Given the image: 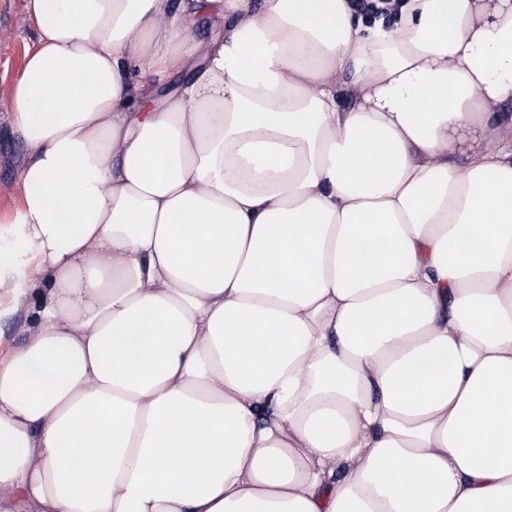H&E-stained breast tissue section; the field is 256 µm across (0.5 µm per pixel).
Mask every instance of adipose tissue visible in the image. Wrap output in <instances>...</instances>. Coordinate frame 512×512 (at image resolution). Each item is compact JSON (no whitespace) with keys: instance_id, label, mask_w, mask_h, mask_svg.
I'll list each match as a JSON object with an SVG mask.
<instances>
[{"instance_id":"adipose-tissue-1","label":"adipose tissue","mask_w":512,"mask_h":512,"mask_svg":"<svg viewBox=\"0 0 512 512\" xmlns=\"http://www.w3.org/2000/svg\"><path fill=\"white\" fill-rule=\"evenodd\" d=\"M25 11L14 221L47 291L0 364V504L512 512V8ZM196 53L144 109L134 70Z\"/></svg>"}]
</instances>
